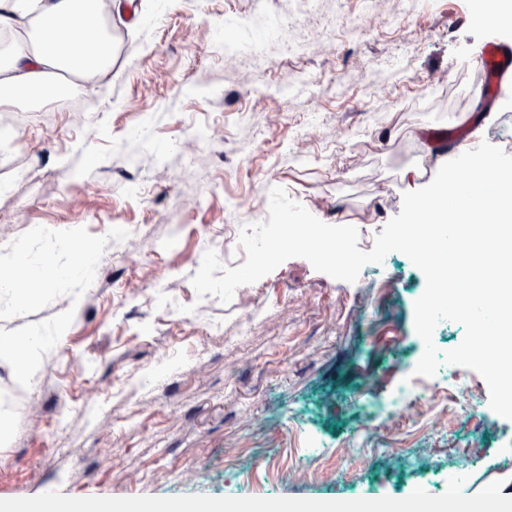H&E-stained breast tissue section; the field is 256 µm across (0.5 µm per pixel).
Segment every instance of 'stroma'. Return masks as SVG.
Listing matches in <instances>:
<instances>
[{
  "instance_id": "35a3bbf8",
  "label": "stroma",
  "mask_w": 512,
  "mask_h": 512,
  "mask_svg": "<svg viewBox=\"0 0 512 512\" xmlns=\"http://www.w3.org/2000/svg\"><path fill=\"white\" fill-rule=\"evenodd\" d=\"M132 24L113 22L112 71L80 97L83 117L52 101L0 112V249L28 230L83 227L106 235L119 217L138 239L136 264L108 242L106 261L79 301L62 296L0 322L13 330L74 309L72 324L43 357L29 388L0 362V501L30 502L55 491L68 501H249L304 498L301 483L326 480L330 501L362 502L366 487L401 502L418 484L433 499L462 471L471 498L512 486V420L470 422L428 412L395 431L375 432L353 458L338 456L357 432L365 375L392 388L420 347L413 302L423 273L404 265L361 273L349 284L302 258L230 303L191 284L207 249L223 253L248 214L236 196L268 204L280 187L325 223L359 232L360 246L398 215L411 167L431 182L437 143L464 131L512 155V94L492 103L474 92L440 95L455 69H475L487 43L512 47V27L463 20L482 0H379L368 36L349 22L361 0H140ZM283 21L280 40L252 51L261 17ZM340 25L330 37L327 20ZM235 29L228 60L216 32ZM200 32L192 42L189 32ZM294 79V92L278 86ZM210 125L220 143L199 142L188 162L180 145ZM196 183L199 201L181 198ZM144 199L129 196L131 185ZM172 270L169 284L151 271ZM143 292L126 299L123 287ZM263 303L255 327L244 305ZM197 312L184 323L175 310ZM318 435L321 447L308 444ZM121 459L106 464V451Z\"/></svg>"
}]
</instances>
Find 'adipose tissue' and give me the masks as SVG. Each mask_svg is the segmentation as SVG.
<instances>
[{"mask_svg":"<svg viewBox=\"0 0 512 512\" xmlns=\"http://www.w3.org/2000/svg\"><path fill=\"white\" fill-rule=\"evenodd\" d=\"M137 15L135 0H0V32L10 40L0 47V111L19 107L29 92L44 85L55 71L67 70L82 79L76 90L93 89L97 78L112 68L114 45L103 24L104 14ZM89 42L82 55L71 51L80 37ZM40 512H223L213 502L156 501L72 503L46 494Z\"/></svg>","mask_w":512,"mask_h":512,"instance_id":"1","label":"adipose tissue"}]
</instances>
